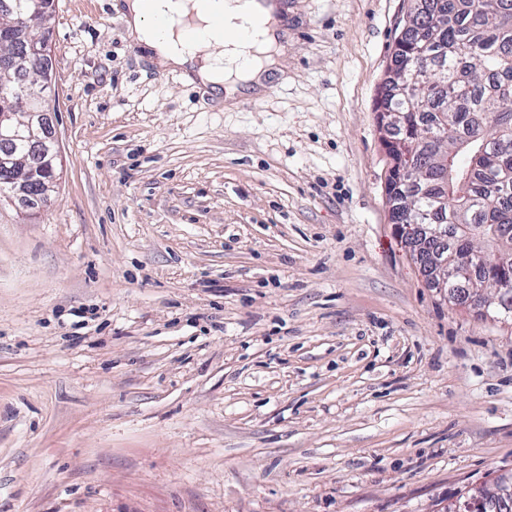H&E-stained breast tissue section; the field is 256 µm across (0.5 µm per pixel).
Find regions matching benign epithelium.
<instances>
[{
	"label": "benign epithelium",
	"instance_id": "1",
	"mask_svg": "<svg viewBox=\"0 0 512 512\" xmlns=\"http://www.w3.org/2000/svg\"><path fill=\"white\" fill-rule=\"evenodd\" d=\"M11 44L23 46L24 52L18 54L12 49L1 52L0 73L6 75L19 67H28L40 77L27 85L0 84V94L14 101V111L0 113V138H23L32 142L30 162L12 156L0 158V169L15 172L7 196L24 200L34 195L31 184L35 182V175L45 167L55 168L59 148L46 108L48 99L39 93V89L52 82L47 40L34 36L32 25L27 23L13 26ZM406 231L410 252L416 257L420 273L429 285L448 275V260L452 256L462 252L464 262L479 261L480 254L472 250L465 239L457 241L449 252L434 242V238L441 235L438 224H408ZM508 499L512 500V473L496 479L494 489L489 492L482 487L476 488L448 502L444 512H499Z\"/></svg>",
	"mask_w": 512,
	"mask_h": 512
}]
</instances>
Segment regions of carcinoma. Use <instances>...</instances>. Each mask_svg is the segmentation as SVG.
<instances>
[{
    "mask_svg": "<svg viewBox=\"0 0 512 512\" xmlns=\"http://www.w3.org/2000/svg\"><path fill=\"white\" fill-rule=\"evenodd\" d=\"M421 3L376 106L386 187L420 211L448 196L437 223L486 253L474 287L507 280L501 302L512 312V0Z\"/></svg>",
    "mask_w": 512,
    "mask_h": 512,
    "instance_id": "cac0c4a2",
    "label": "carcinoma"
}]
</instances>
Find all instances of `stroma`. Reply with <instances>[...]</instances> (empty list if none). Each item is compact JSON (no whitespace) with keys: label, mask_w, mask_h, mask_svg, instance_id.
Returning <instances> with one entry per match:
<instances>
[{"label":"stroma","mask_w":512,"mask_h":512,"mask_svg":"<svg viewBox=\"0 0 512 512\" xmlns=\"http://www.w3.org/2000/svg\"><path fill=\"white\" fill-rule=\"evenodd\" d=\"M413 2L288 0L285 78L228 109L55 0L54 190L0 200V512H440L512 471V329L385 193Z\"/></svg>","instance_id":"35a3bbf8"}]
</instances>
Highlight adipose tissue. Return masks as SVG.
<instances>
[{
    "instance_id": "ef3b65f1",
    "label": "adipose tissue",
    "mask_w": 512,
    "mask_h": 512,
    "mask_svg": "<svg viewBox=\"0 0 512 512\" xmlns=\"http://www.w3.org/2000/svg\"><path fill=\"white\" fill-rule=\"evenodd\" d=\"M210 7L223 14L227 36L201 57L184 39L187 26L201 30L207 22L196 0H122L117 9L131 40L150 51L160 66L180 72L218 100L232 104L242 95L262 94L286 56L282 27L274 22L279 5L274 0L264 5L259 0H212ZM157 14L166 17L165 28L155 25ZM243 31L249 34L247 54L238 41Z\"/></svg>"
}]
</instances>
